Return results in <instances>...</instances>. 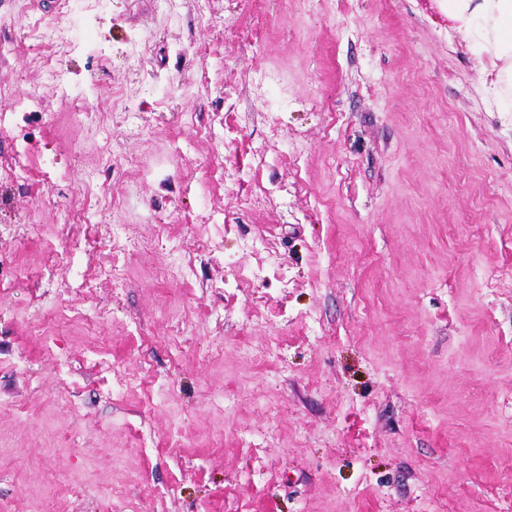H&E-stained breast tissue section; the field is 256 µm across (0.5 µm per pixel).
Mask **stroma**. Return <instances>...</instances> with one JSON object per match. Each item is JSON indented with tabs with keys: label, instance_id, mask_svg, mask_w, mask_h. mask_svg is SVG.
I'll list each match as a JSON object with an SVG mask.
<instances>
[{
	"label": "stroma",
	"instance_id": "obj_1",
	"mask_svg": "<svg viewBox=\"0 0 512 512\" xmlns=\"http://www.w3.org/2000/svg\"><path fill=\"white\" fill-rule=\"evenodd\" d=\"M1 43L0 512H512V112L442 0Z\"/></svg>",
	"mask_w": 512,
	"mask_h": 512
}]
</instances>
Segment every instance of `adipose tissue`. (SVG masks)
Segmentation results:
<instances>
[{
    "label": "adipose tissue",
    "mask_w": 512,
    "mask_h": 512,
    "mask_svg": "<svg viewBox=\"0 0 512 512\" xmlns=\"http://www.w3.org/2000/svg\"><path fill=\"white\" fill-rule=\"evenodd\" d=\"M460 40L477 49L483 90L496 111L512 95V0H447Z\"/></svg>",
    "instance_id": "ef3b65f1"
}]
</instances>
